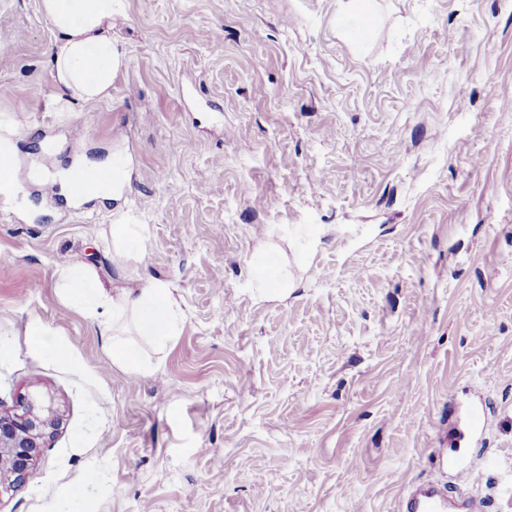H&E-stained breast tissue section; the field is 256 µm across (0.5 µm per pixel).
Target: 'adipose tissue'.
Wrapping results in <instances>:
<instances>
[{
	"label": "adipose tissue",
	"instance_id": "ef3b65f1",
	"mask_svg": "<svg viewBox=\"0 0 512 512\" xmlns=\"http://www.w3.org/2000/svg\"><path fill=\"white\" fill-rule=\"evenodd\" d=\"M119 0H41V9L58 36L52 59L57 86L62 94L83 102H98L108 96L112 82L125 59L112 38L105 34ZM58 288L65 302L98 318L115 363L142 369L138 349L123 340L119 318L132 313L140 335L158 347H166L182 332L180 305L168 285L149 282L139 292L110 293L97 269L88 263L63 266Z\"/></svg>",
	"mask_w": 512,
	"mask_h": 512
}]
</instances>
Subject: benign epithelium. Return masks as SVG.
I'll return each instance as SVG.
<instances>
[{"mask_svg":"<svg viewBox=\"0 0 512 512\" xmlns=\"http://www.w3.org/2000/svg\"><path fill=\"white\" fill-rule=\"evenodd\" d=\"M61 415L54 400L23 396L10 413L0 412V484L24 486L45 447L57 430Z\"/></svg>","mask_w":512,"mask_h":512,"instance_id":"1","label":"benign epithelium"}]
</instances>
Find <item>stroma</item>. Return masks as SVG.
<instances>
[{"label": "stroma", "instance_id": "stroma-1", "mask_svg": "<svg viewBox=\"0 0 512 512\" xmlns=\"http://www.w3.org/2000/svg\"><path fill=\"white\" fill-rule=\"evenodd\" d=\"M341 7L123 0L127 63L83 103L39 0H0V133H28L0 209V409L39 392L62 415L0 512H400L422 483L512 512V0ZM115 154L135 177L112 198L43 193ZM112 224L142 225L140 257ZM69 262L172 289L183 331L141 344L150 372L61 300ZM262 264L286 297H261ZM459 450L463 486L436 464Z\"/></svg>", "mask_w": 512, "mask_h": 512}]
</instances>
